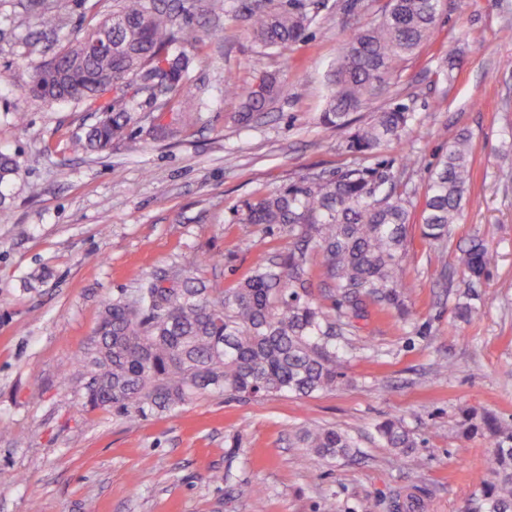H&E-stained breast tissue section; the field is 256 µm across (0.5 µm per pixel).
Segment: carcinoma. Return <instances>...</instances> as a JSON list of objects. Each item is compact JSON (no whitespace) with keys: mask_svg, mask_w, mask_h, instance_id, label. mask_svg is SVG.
<instances>
[{"mask_svg":"<svg viewBox=\"0 0 512 512\" xmlns=\"http://www.w3.org/2000/svg\"><path fill=\"white\" fill-rule=\"evenodd\" d=\"M68 3L37 0L33 7L43 10L41 25L54 29ZM244 9L252 37L266 49L301 41L311 20L292 0H250ZM441 11L442 0H390L385 17L354 29L336 63L323 121L349 125L350 113L378 95L397 66L434 38ZM101 31L112 34V55L86 54V40ZM198 40L196 31L175 24L160 0H119L110 17L64 45L54 63L35 67L23 89L33 100L82 103L98 112L97 121L73 140V150L102 152L126 135L134 109L132 97L107 100L105 95L115 85L146 93V79L165 65L173 81L170 98L179 108L156 132L162 139L174 138L190 117L186 48ZM283 91L270 76L251 86L224 81V92L241 102L239 123L265 111ZM410 119L402 104L383 110L354 129L346 149L372 155L407 136ZM471 158L470 139L460 135L437 162L420 211L425 239L451 237L465 207ZM19 169L15 156L0 153V186L13 181ZM238 223L286 227L294 245L229 288L209 287L183 269L173 278L147 276L134 296L104 302L81 358L88 375L84 404L147 419L204 395L306 397L331 390L340 376L333 343L336 319L359 317L369 303L399 306L406 287L400 267L410 211L406 193L396 190L389 173L354 167L329 179L304 176L246 204ZM491 260L488 247L477 242L462 263L470 277L479 278ZM316 270L339 308L336 318L312 297ZM376 433L399 454L416 447L399 420L380 423ZM295 438L309 450L315 478L329 460L359 453L358 442L334 427L300 428ZM469 512H512V433L492 448L485 490Z\"/></svg>","mask_w":512,"mask_h":512,"instance_id":"cac0c4a2","label":"carcinoma"}]
</instances>
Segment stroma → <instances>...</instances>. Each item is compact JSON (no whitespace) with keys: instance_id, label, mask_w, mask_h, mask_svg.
<instances>
[{"instance_id":"obj_1","label":"stroma","mask_w":512,"mask_h":512,"mask_svg":"<svg viewBox=\"0 0 512 512\" xmlns=\"http://www.w3.org/2000/svg\"><path fill=\"white\" fill-rule=\"evenodd\" d=\"M198 31L189 70L195 99L178 141L153 139L157 103L139 98L125 139L104 153L70 142L97 113L25 98V65L50 60L112 12L73 0L58 33H43L31 0H0V151L19 175L0 191V512H392L406 493L420 512H466L489 466L484 416L512 428V38L499 33L512 0H443L438 34L351 113L321 114L344 39L380 19L386 0H305L316 11L303 42L261 48L244 12L224 0H168ZM463 62L449 66L448 50ZM276 77L286 87L250 125L224 80ZM396 104L415 116L409 139L374 155L346 151L351 127ZM24 120H17V113ZM474 175L446 244L425 240L418 214L431 172L458 134ZM380 168L409 193L413 216L400 307L367 305L339 338L334 390L211 395L163 415L128 419L83 404L79 355L103 302L142 275L199 263L224 288L292 244L276 226L241 224L246 202L302 176ZM493 254L462 320L455 269L472 240ZM403 420L418 441L386 448L378 423ZM331 426L360 442L312 477L292 429Z\"/></svg>"}]
</instances>
